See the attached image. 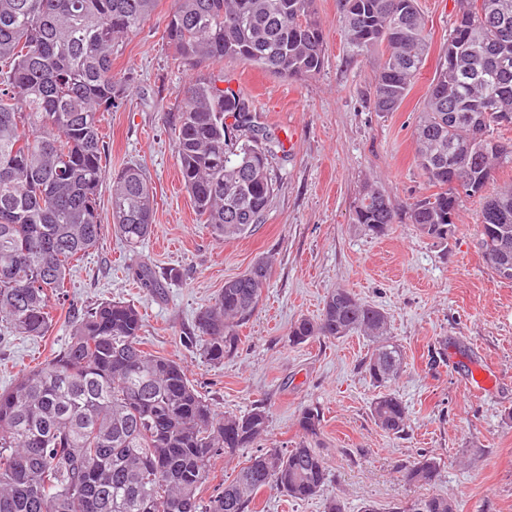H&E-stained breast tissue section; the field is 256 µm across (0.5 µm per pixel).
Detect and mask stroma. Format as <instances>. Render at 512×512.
Segmentation results:
<instances>
[{
	"instance_id": "stroma-1",
	"label": "stroma",
	"mask_w": 512,
	"mask_h": 512,
	"mask_svg": "<svg viewBox=\"0 0 512 512\" xmlns=\"http://www.w3.org/2000/svg\"><path fill=\"white\" fill-rule=\"evenodd\" d=\"M172 0H158L141 30L112 58L128 77L102 128V160L115 172L145 168L157 200L155 223L138 251L114 233L72 268L53 309L47 335L14 336L0 329V391L59 354L74 315L122 300L144 316L146 349L179 360L218 413L244 414L261 404L268 428L255 448L217 456L203 486L210 497L233 479L254 450L290 448L303 436L297 417L313 404L323 413L316 445L329 481L303 501L262 489L253 512H326L330 498L346 512L363 503L389 505L443 494L458 512H512V282L498 278L477 245L482 203L463 199L445 242L409 224L410 203L431 194L416 160L414 129L428 85L455 21V0H419L429 33L425 66L393 112L375 111L371 92L376 55L352 57L336 0H315L325 37L324 67L305 80L276 77L249 63L201 65L253 103L258 125L285 144L274 167L275 191L263 224L223 242L202 224L184 188L175 154L180 90L191 77L165 39ZM390 197L395 224L381 238L352 220L366 182ZM270 262L259 306L240 334L234 357L209 364L182 339L196 335L197 313L212 304L227 279ZM144 262L162 283L141 288L129 272ZM344 288L384 309L389 334L407 366L394 389L409 413L404 435L377 427L369 405L377 390L362 370L372 343L362 335L316 338L294 345L289 329L318 317L326 297ZM489 373V390L466 383L474 369ZM421 454L441 463L435 484L413 487L401 471Z\"/></svg>"
}]
</instances>
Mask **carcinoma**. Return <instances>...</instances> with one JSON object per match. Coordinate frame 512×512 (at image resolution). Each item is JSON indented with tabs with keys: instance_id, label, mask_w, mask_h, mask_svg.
Instances as JSON below:
<instances>
[{
	"instance_id": "obj_1",
	"label": "carcinoma",
	"mask_w": 512,
	"mask_h": 512,
	"mask_svg": "<svg viewBox=\"0 0 512 512\" xmlns=\"http://www.w3.org/2000/svg\"><path fill=\"white\" fill-rule=\"evenodd\" d=\"M315 0H173L167 38L195 68L226 60L257 65L274 76L308 79L323 68V29ZM157 0H0V322L16 336H45L52 298L70 270L108 231L136 250L152 232L157 201L144 170L111 176L112 223L101 222L99 187L106 178L100 113L114 106L119 81L112 56L138 32ZM351 55L380 54L372 83L378 112L397 110L423 69L429 35L418 0H339ZM512 0H457L454 26L429 83L415 130L416 159L436 192L407 208V220L440 242L456 224L463 197L482 199L477 236L492 272L512 281V186L487 189L512 163ZM175 152L191 204L211 233L236 240L263 223L274 194L271 160L287 153L279 137L253 124L239 93L197 75L181 90ZM354 223L380 237L396 222L390 199L370 185ZM251 270L224 282L200 311V335L185 343L219 365L241 347L240 328L258 304L266 279ZM162 288L146 264L135 270ZM140 311L110 300L71 323L64 350L0 392V512H250L270 486L305 500L328 481L312 446L319 407L299 412L304 436L285 451L261 450L208 500L199 496L212 461L251 447L268 412L216 414L172 357L140 340ZM372 342L362 368L379 393L370 414L385 433L407 429L408 411L392 389L406 366L375 305L338 288L316 319L301 318L290 341L343 338ZM440 476L437 458L421 454L404 468L408 485ZM362 512H457L448 497H417L404 506L367 503Z\"/></svg>"
}]
</instances>
